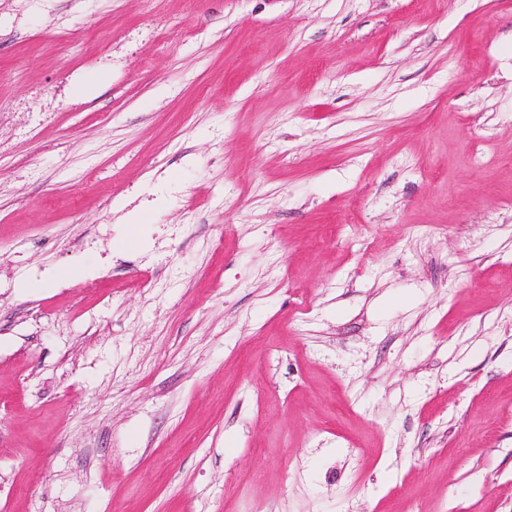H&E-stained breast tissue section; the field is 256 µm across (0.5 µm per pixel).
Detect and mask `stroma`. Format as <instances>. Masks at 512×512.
<instances>
[{"instance_id":"35a3bbf8","label":"stroma","mask_w":512,"mask_h":512,"mask_svg":"<svg viewBox=\"0 0 512 512\" xmlns=\"http://www.w3.org/2000/svg\"><path fill=\"white\" fill-rule=\"evenodd\" d=\"M0 512H512V0H0Z\"/></svg>"}]
</instances>
